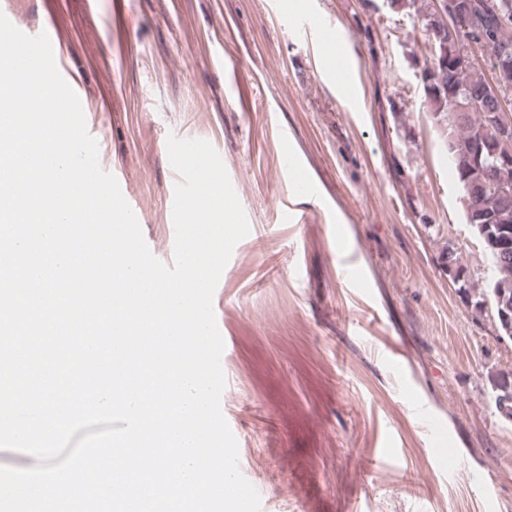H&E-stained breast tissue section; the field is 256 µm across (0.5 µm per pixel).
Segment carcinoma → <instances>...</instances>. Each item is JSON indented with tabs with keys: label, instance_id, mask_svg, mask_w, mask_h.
Segmentation results:
<instances>
[{
	"label": "carcinoma",
	"instance_id": "obj_1",
	"mask_svg": "<svg viewBox=\"0 0 512 512\" xmlns=\"http://www.w3.org/2000/svg\"><path fill=\"white\" fill-rule=\"evenodd\" d=\"M456 6H465L469 12V32L448 28L444 17L448 11H438L430 3L416 9L418 21L425 31L435 35L433 55L468 58L476 51L488 55L489 64H494L495 55L503 50L512 52V0H454ZM494 86L505 97L512 99V65L493 68ZM427 97L439 111L448 110V153L454 175L462 189L478 188L480 195L475 200L464 196L465 203L473 208L471 227L483 243L490 260L494 261L495 287L480 294L476 307L492 304L496 316L504 310L512 312V197L499 192V185H512V166L493 168L492 163L476 160L475 137L478 129L486 127L492 113L498 111L497 98L489 94V82L474 66L461 64L453 72H441L431 64L424 77ZM461 88V93L448 96V84ZM483 102L480 112L469 109L471 98ZM445 264L453 280L464 277L460 256L448 249Z\"/></svg>",
	"mask_w": 512,
	"mask_h": 512
}]
</instances>
